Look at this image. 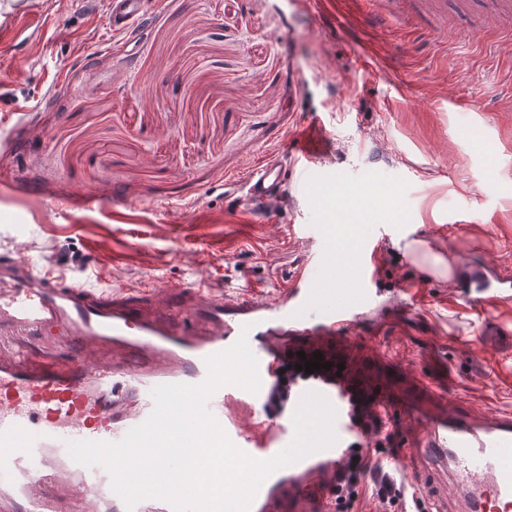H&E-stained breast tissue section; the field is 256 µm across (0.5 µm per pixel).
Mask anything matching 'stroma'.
Segmentation results:
<instances>
[{"label":"stroma","mask_w":512,"mask_h":512,"mask_svg":"<svg viewBox=\"0 0 512 512\" xmlns=\"http://www.w3.org/2000/svg\"><path fill=\"white\" fill-rule=\"evenodd\" d=\"M27 2L35 36L0 0V253L95 288L157 281L144 310L164 318L195 281L262 300L307 255L371 238L366 364L451 415L512 412V298H459L473 265L512 272V33L471 27L458 0L443 18L321 0L318 20L296 0H145L120 32L108 0ZM293 135L326 193L232 204L226 182ZM403 236L451 256L453 279L415 267Z\"/></svg>","instance_id":"1"}]
</instances>
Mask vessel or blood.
<instances>
[{
    "instance_id": "b4317fda",
    "label": "vessel or blood",
    "mask_w": 512,
    "mask_h": 512,
    "mask_svg": "<svg viewBox=\"0 0 512 512\" xmlns=\"http://www.w3.org/2000/svg\"><path fill=\"white\" fill-rule=\"evenodd\" d=\"M142 20V0H110L112 29L135 28ZM295 156L290 166L261 160L243 179L241 200L266 210L289 175L312 164L314 153L301 141ZM373 280L370 264L361 262L354 274L361 300H371ZM345 286L323 254L315 253L302 261L282 293L261 301L230 298L197 281L166 324L139 307L140 300L159 292L156 281L134 290L89 288L1 256L0 317H9L23 335L60 332L71 352L62 360L24 338L0 348V512H172L157 499L127 510L108 472L73 461L67 444L122 440L152 413L153 388L203 382L206 357L242 337L258 359L259 391L225 385L208 403L236 446L259 460L285 449L294 435V411L306 393L323 394L335 411V443L271 474L250 512H335L336 471L365 443L362 419L368 415L406 419L408 437L418 444L420 486L427 497H435L438 469L448 462L470 491L467 512H486L491 504L511 508L512 416L476 421L446 415L395 396L346 364L340 338L354 328L361 300H342ZM316 353L323 370L300 371L301 355ZM277 383L281 411L265 427L242 425L238 411L262 412Z\"/></svg>"
}]
</instances>
